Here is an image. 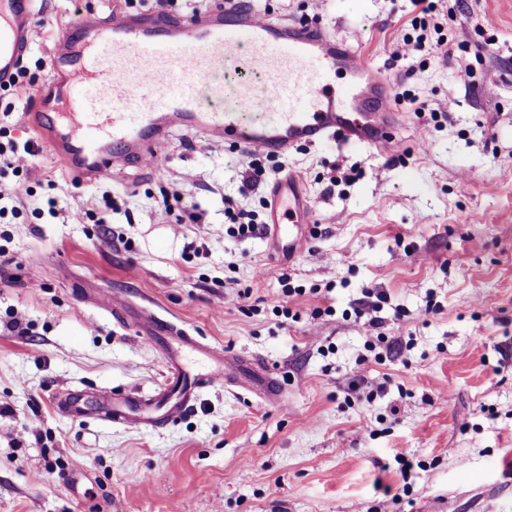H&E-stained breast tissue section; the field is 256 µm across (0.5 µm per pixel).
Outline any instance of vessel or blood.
Masks as SVG:
<instances>
[{
	"mask_svg": "<svg viewBox=\"0 0 512 512\" xmlns=\"http://www.w3.org/2000/svg\"><path fill=\"white\" fill-rule=\"evenodd\" d=\"M34 0H0V84L15 74L32 43ZM51 99L31 125L61 166L97 181L127 159L157 155L171 128L201 129L237 148L280 155L303 145L390 148L400 122L393 84L323 28L257 13L245 0L200 21L157 12L86 14L51 49ZM277 235L299 250L281 209L304 220L309 206L294 175L269 189ZM145 338L164 352L166 392L115 396L98 417L142 430L173 420L200 391L231 381L224 350L198 348L157 316Z\"/></svg>",
	"mask_w": 512,
	"mask_h": 512,
	"instance_id": "vessel-or-blood-1",
	"label": "vessel or blood"
}]
</instances>
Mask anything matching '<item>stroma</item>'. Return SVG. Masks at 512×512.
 I'll list each match as a JSON object with an SVG mask.
<instances>
[{
    "mask_svg": "<svg viewBox=\"0 0 512 512\" xmlns=\"http://www.w3.org/2000/svg\"><path fill=\"white\" fill-rule=\"evenodd\" d=\"M253 3L318 20L412 93L387 153L279 155L315 224L294 254L273 237L265 182L244 201L263 232L227 234L248 158L204 131H175L154 162L91 185L65 171L28 114L59 32L114 4L35 0V40L0 87V143L35 144L28 171L0 169L1 187L24 190L19 214L0 201V512H512V0H441L457 49L406 60L393 49L411 0ZM176 191L183 203L162 211ZM116 296L223 346L229 364L271 370L282 404L223 383L150 431L93 416L166 382ZM364 316L383 322L373 353ZM69 392L88 416L60 406Z\"/></svg>",
    "mask_w": 512,
    "mask_h": 512,
    "instance_id": "35a3bbf8",
    "label": "stroma"
}]
</instances>
